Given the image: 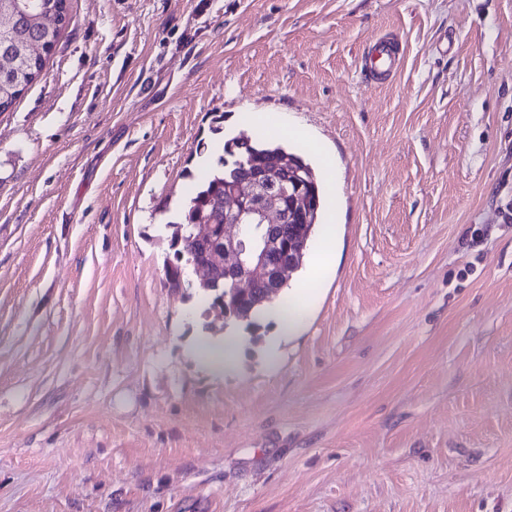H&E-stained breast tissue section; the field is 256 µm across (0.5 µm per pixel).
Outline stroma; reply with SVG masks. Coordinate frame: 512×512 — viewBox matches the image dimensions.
Here are the masks:
<instances>
[{
  "label": "stroma",
  "mask_w": 512,
  "mask_h": 512,
  "mask_svg": "<svg viewBox=\"0 0 512 512\" xmlns=\"http://www.w3.org/2000/svg\"><path fill=\"white\" fill-rule=\"evenodd\" d=\"M68 3L0 112V512H512V0ZM276 113L335 158L336 263L271 362L165 269ZM200 360L206 366L212 367L213 369L220 370L222 365L225 371L226 368H230L234 362V352L231 342L225 345L223 349H213L208 346L204 347L199 353Z\"/></svg>",
  "instance_id": "obj_1"
}]
</instances>
